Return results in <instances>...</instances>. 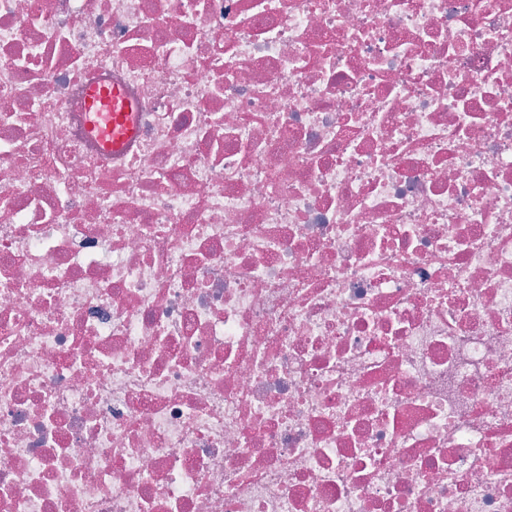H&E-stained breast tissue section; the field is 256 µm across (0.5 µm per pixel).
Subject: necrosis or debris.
Instances as JSON below:
<instances>
[{
    "instance_id": "obj_1",
    "label": "necrosis or debris",
    "mask_w": 512,
    "mask_h": 512,
    "mask_svg": "<svg viewBox=\"0 0 512 512\" xmlns=\"http://www.w3.org/2000/svg\"><path fill=\"white\" fill-rule=\"evenodd\" d=\"M0 512H512V0H0ZM111 97L113 100L120 102L118 113L115 116V124L118 128V134L112 140V147H118L123 139L130 134H133L136 128V107L123 100L121 93L118 90L98 91L92 90L89 95V104L94 105L102 97Z\"/></svg>"
}]
</instances>
